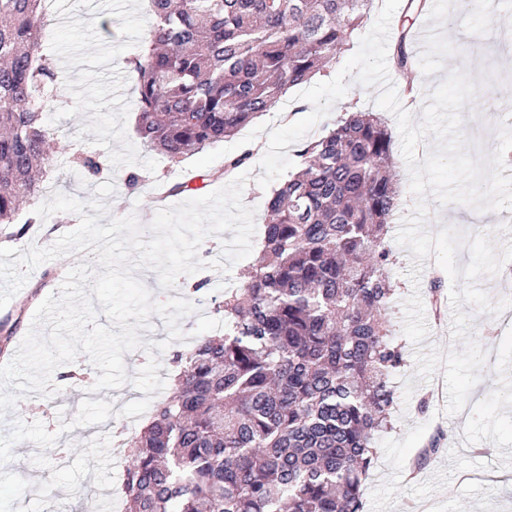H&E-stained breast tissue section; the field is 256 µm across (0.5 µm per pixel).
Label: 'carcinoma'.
<instances>
[{
    "instance_id": "cac0c4a2",
    "label": "carcinoma",
    "mask_w": 512,
    "mask_h": 512,
    "mask_svg": "<svg viewBox=\"0 0 512 512\" xmlns=\"http://www.w3.org/2000/svg\"><path fill=\"white\" fill-rule=\"evenodd\" d=\"M44 0H0V229L14 230L50 167L44 124L57 72L42 52ZM136 132L171 159L233 136L336 61L373 0H149ZM408 35L392 63L409 91ZM252 153L230 157L221 179ZM268 202L262 249L224 296V335L186 353L172 396L127 439L126 512H363L375 436L392 428L404 365L389 309L386 242L401 202L392 131L348 112L300 150ZM97 175L105 159L75 152Z\"/></svg>"
}]
</instances>
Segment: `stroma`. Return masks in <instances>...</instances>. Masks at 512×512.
<instances>
[{"mask_svg":"<svg viewBox=\"0 0 512 512\" xmlns=\"http://www.w3.org/2000/svg\"><path fill=\"white\" fill-rule=\"evenodd\" d=\"M106 20L112 24L108 32L102 27ZM151 25L148 0H108L96 15L90 12L87 0H49L43 51L58 73L60 89L71 91L72 96H55L47 101L45 121L55 142L56 168L48 172L38 202L50 200L56 191L87 201L93 198L95 187L106 181L114 184L115 192L104 199L107 215L101 218V226H109L111 219L132 215L146 228L158 210L153 193L159 184L178 181L186 174L223 168L228 156L249 149L254 141L266 140L278 127L276 111L266 112L234 138L178 163L146 150L135 132L139 103L132 61ZM401 31L409 34L416 72L421 76L416 92L419 106L414 109V116H421L430 92L448 72L466 73L479 89L461 111L463 131L476 144L474 156L492 154L499 143L500 127H512V0H498L487 25L461 11L455 0H437L436 8L423 11L411 7L409 0H402L388 35L393 38ZM379 92L376 86L351 83L346 95L307 133V140L324 136L344 112L376 111ZM76 148L86 155L108 159L111 172L96 177L71 170L69 157ZM396 163L404 193L387 235L394 253L388 275L396 285L393 336L404 350L405 364L392 376L398 396L395 424L377 438L378 458L365 483L364 512H512V405L496 399L506 388L505 371L512 370V321H505L500 313L492 315L463 305V312L470 317V334L482 342L487 359L465 409L454 415L445 414L444 401L431 397L433 385L444 382L442 371H435L431 380H422L415 355L420 350L442 348L452 315L447 312L438 316L433 310H426L429 333L421 344H414L404 334L406 299L414 292L427 297L429 281L439 267L430 257L425 260L418 281H411L408 276L411 252L397 244L396 235L417 199L409 189L410 173L404 158H397ZM246 170L249 178L242 189V201L255 210L252 249L257 252L262 245L271 191L259 185L263 170L257 163H250ZM130 172L143 175L138 188L127 186L125 177ZM425 200L428 214L424 227L429 232L448 224L470 235L491 232L499 250L511 240L499 228L512 223V211L480 212L462 204L442 206L430 194ZM78 224L77 214H53L26 230L16 246L21 250L33 244L51 246ZM95 258V253L88 250L71 253L44 262L30 272L21 290L0 309V363L12 360L37 306L49 294L58 293L68 270L79 263H93ZM180 328L183 339L170 341L169 351L158 356V375L165 381L163 389L154 394L158 402L171 396L174 389L172 352L189 349L196 337L223 334L224 316L215 307L205 306L199 313L184 317ZM140 337L142 346L123 356L128 383L93 394L113 405L115 415L105 423L61 432V421H72L82 401L91 394L85 385L58 371L52 376L56 391L51 397L29 393L0 417V435L8 434L12 422L20 418L42 422L48 431L59 436L56 447L44 450L30 442L15 445L14 458L7 469L30 485L22 505L31 503L40 483L49 480L52 468L72 465L92 439L115 435L123 428L134 433L146 425L148 415L127 418L120 411L127 402L142 396L132 379L149 359V343L169 339L163 320L155 315L150 316L149 326ZM439 429L445 433L439 452L426 463L417 464L419 453ZM40 453L49 460V467L34 463V456Z\"/></svg>","mask_w":512,"mask_h":512,"instance_id":"obj_1","label":"stroma"}]
</instances>
